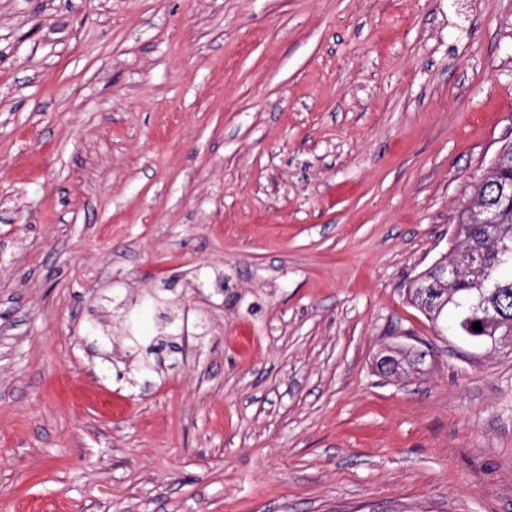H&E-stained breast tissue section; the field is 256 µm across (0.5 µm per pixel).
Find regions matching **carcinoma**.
<instances>
[{"mask_svg":"<svg viewBox=\"0 0 512 512\" xmlns=\"http://www.w3.org/2000/svg\"><path fill=\"white\" fill-rule=\"evenodd\" d=\"M512 179V149L504 153L501 168L491 166L487 175L474 187V196L499 213L495 237L509 249L482 251L476 260L473 254L484 246V230L478 224L468 223L465 213H460V232L453 244L451 260L458 266V276L450 286L445 308L426 315L428 321L439 326L441 318L453 311L457 332L468 336L475 322L485 331L479 340L493 347L499 331L496 325L512 327V203L500 198L497 186L502 179Z\"/></svg>","mask_w":512,"mask_h":512,"instance_id":"carcinoma-1","label":"carcinoma"}]
</instances>
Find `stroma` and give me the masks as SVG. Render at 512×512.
Masks as SVG:
<instances>
[{"instance_id": "35a3bbf8", "label": "stroma", "mask_w": 512, "mask_h": 512, "mask_svg": "<svg viewBox=\"0 0 512 512\" xmlns=\"http://www.w3.org/2000/svg\"><path fill=\"white\" fill-rule=\"evenodd\" d=\"M510 138L512 0H0V512H512V349L407 299Z\"/></svg>"}]
</instances>
